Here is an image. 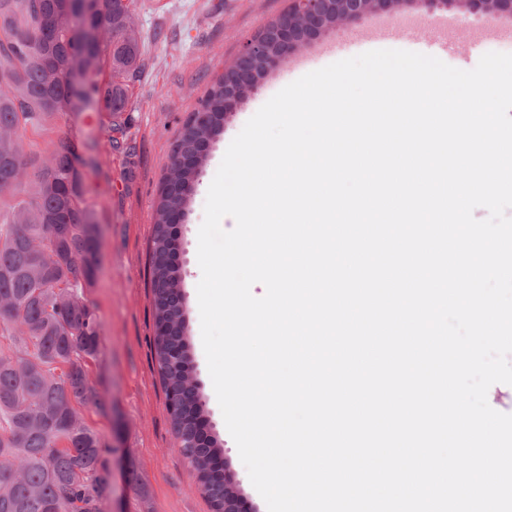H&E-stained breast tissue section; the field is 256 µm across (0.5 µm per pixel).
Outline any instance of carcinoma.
<instances>
[{
  "label": "carcinoma",
  "mask_w": 512,
  "mask_h": 512,
  "mask_svg": "<svg viewBox=\"0 0 512 512\" xmlns=\"http://www.w3.org/2000/svg\"><path fill=\"white\" fill-rule=\"evenodd\" d=\"M133 0H97L89 15L65 0H0V512H104L107 448L83 421L81 408L98 404L86 363L100 353L98 325L84 293L93 287L100 241L82 185L81 168L97 166L60 136L48 157L35 162L21 132L38 128L60 112L105 113L113 147L125 146L127 83L140 66L141 50L132 23ZM110 68L106 82L96 79ZM83 79L77 92L72 78ZM240 95L234 72L218 75L201 103L207 124L177 137L171 166L161 186L151 243L155 312V361L166 398H180L172 419L181 450L199 473L212 464L213 477L201 491L212 512H224L218 460L223 442L204 431L199 387L187 379L195 368L189 353L183 272L172 257L166 264L170 211L181 215L193 194L214 139L224 131V93ZM189 164L181 166L178 158ZM65 265L38 260L33 243ZM192 416L197 432L181 427Z\"/></svg>",
  "instance_id": "carcinoma-1"
}]
</instances>
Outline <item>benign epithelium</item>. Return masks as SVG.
I'll return each instance as SVG.
<instances>
[{
	"label": "benign epithelium",
	"mask_w": 512,
	"mask_h": 512,
	"mask_svg": "<svg viewBox=\"0 0 512 512\" xmlns=\"http://www.w3.org/2000/svg\"><path fill=\"white\" fill-rule=\"evenodd\" d=\"M469 11L488 21L512 15V0H461ZM406 0H289L288 9L274 25L275 49H270L262 36L247 42L232 64L239 84L250 87L257 70L268 72L286 56L317 39L328 27V16L336 11V23L356 21L370 13H394Z\"/></svg>",
	"instance_id": "7a95c632"
}]
</instances>
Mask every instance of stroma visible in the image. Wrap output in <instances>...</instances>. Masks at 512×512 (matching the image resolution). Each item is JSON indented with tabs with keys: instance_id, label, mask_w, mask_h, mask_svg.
I'll list each match as a JSON object with an SVG mask.
<instances>
[{
	"instance_id": "stroma-1",
	"label": "stroma",
	"mask_w": 512,
	"mask_h": 512,
	"mask_svg": "<svg viewBox=\"0 0 512 512\" xmlns=\"http://www.w3.org/2000/svg\"><path fill=\"white\" fill-rule=\"evenodd\" d=\"M287 7L288 0H135L132 20L142 42L143 66L128 84L121 115L129 148L114 150L106 124H97L101 166L84 172L100 240L97 280L85 298L98 324L101 353L88 361L87 371L102 404L84 408L83 417L109 448L112 491L104 512H210L197 474L173 431L154 361L146 269L153 216L171 145L183 124L213 78L233 63L248 39ZM443 16L454 19L462 30L489 26L461 0L436 8L423 0H406L392 16L400 29L397 49L410 51L416 44L433 41L436 33L429 21ZM294 63L291 57L282 60L227 116L181 224L187 329L206 416L224 441V460L253 512H268L267 505L251 484L227 430L202 346L197 235L208 188L229 144L264 103L297 80ZM86 129L84 113L65 112L39 129L24 132V148L38 160L51 141L62 135L81 141Z\"/></svg>"
}]
</instances>
